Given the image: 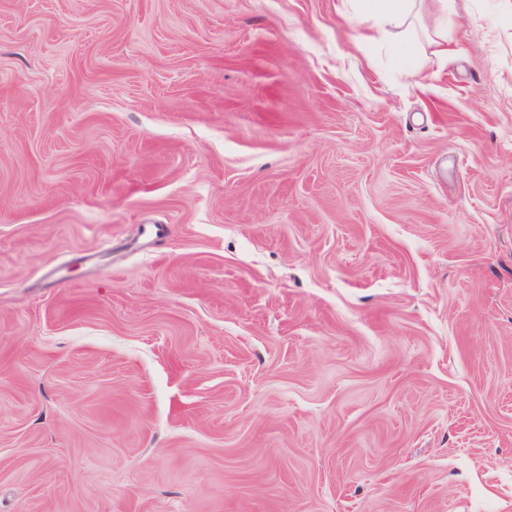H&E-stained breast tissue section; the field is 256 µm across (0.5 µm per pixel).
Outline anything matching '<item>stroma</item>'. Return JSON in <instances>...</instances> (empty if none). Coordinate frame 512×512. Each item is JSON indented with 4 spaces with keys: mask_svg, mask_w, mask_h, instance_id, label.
I'll list each match as a JSON object with an SVG mask.
<instances>
[{
    "mask_svg": "<svg viewBox=\"0 0 512 512\" xmlns=\"http://www.w3.org/2000/svg\"><path fill=\"white\" fill-rule=\"evenodd\" d=\"M501 3L0 0V512H512ZM359 2L355 4V9L350 15L349 20L358 30L366 28L371 23L369 29L373 31L372 35H365L362 31L359 36L372 41H385L393 34L394 30L405 32L412 24L413 10L415 0H353Z\"/></svg>",
    "mask_w": 512,
    "mask_h": 512,
    "instance_id": "stroma-1",
    "label": "stroma"
}]
</instances>
